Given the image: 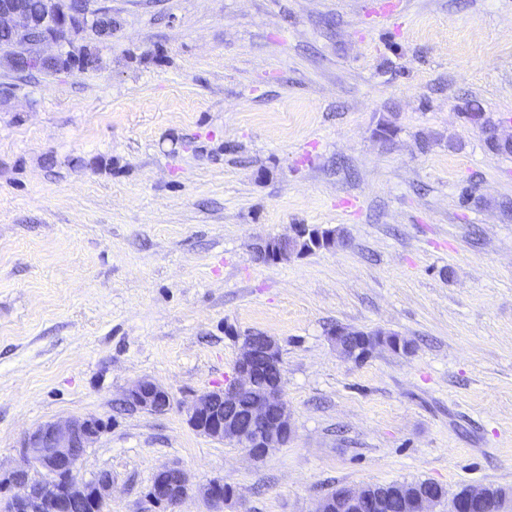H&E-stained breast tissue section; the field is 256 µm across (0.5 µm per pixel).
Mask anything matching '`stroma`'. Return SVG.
<instances>
[{
    "instance_id": "stroma-1",
    "label": "stroma",
    "mask_w": 512,
    "mask_h": 512,
    "mask_svg": "<svg viewBox=\"0 0 512 512\" xmlns=\"http://www.w3.org/2000/svg\"><path fill=\"white\" fill-rule=\"evenodd\" d=\"M87 4L119 23L94 68L0 66V467L92 415L103 512H159L162 466L231 486L224 512L425 479L512 495V152L462 112L512 135V0ZM296 224L346 244L256 259ZM339 325L413 351L346 359ZM257 332L294 426L259 462L182 410ZM144 377L166 411L120 405Z\"/></svg>"
}]
</instances>
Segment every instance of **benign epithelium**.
Instances as JSON below:
<instances>
[{"label": "benign epithelium", "instance_id": "7a95c632", "mask_svg": "<svg viewBox=\"0 0 512 512\" xmlns=\"http://www.w3.org/2000/svg\"><path fill=\"white\" fill-rule=\"evenodd\" d=\"M35 25L21 0H0V30L23 32ZM46 28L42 43L60 44L70 39L72 22L66 9L49 12L41 20ZM258 387L246 407L240 394ZM123 401L133 410L155 412L171 405V395L162 385L141 379L124 394ZM187 424L199 434L236 444L261 460L288 443L292 420L282 396V359L278 342L267 336L259 342L243 340L235 364V378L228 386L196 396L183 407ZM105 431L104 421L95 416L49 421L25 434L24 465L0 478V512H103L112 495V473L100 471L89 480H80L77 469L88 448ZM42 472L36 479L31 471ZM192 491L187 471L162 467L156 471L146 497L156 506L172 509ZM198 492L213 506V512L233 499L224 484L211 481ZM344 497L351 503L366 501L379 507V497L364 488L346 487ZM489 500L485 488H467L448 501V512H484Z\"/></svg>", "mask_w": 512, "mask_h": 512}]
</instances>
